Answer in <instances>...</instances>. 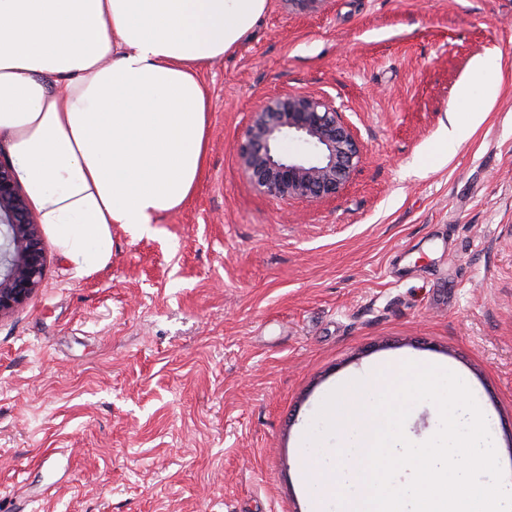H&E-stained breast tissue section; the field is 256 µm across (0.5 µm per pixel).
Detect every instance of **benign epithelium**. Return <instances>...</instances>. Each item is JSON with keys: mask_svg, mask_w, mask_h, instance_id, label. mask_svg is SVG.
<instances>
[{"mask_svg": "<svg viewBox=\"0 0 512 512\" xmlns=\"http://www.w3.org/2000/svg\"><path fill=\"white\" fill-rule=\"evenodd\" d=\"M296 140L302 151L282 149ZM238 164L261 192L314 201L336 195L362 162L363 152L335 102L306 92L267 98L251 113L236 144ZM45 235L33 217L11 163L0 160V318L40 287Z\"/></svg>", "mask_w": 512, "mask_h": 512, "instance_id": "7a95c632", "label": "benign epithelium"}]
</instances>
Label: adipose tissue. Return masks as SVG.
Returning a JSON list of instances; mask_svg holds the SVG:
<instances>
[{"instance_id":"ef3b65f1","label":"adipose tissue","mask_w":512,"mask_h":512,"mask_svg":"<svg viewBox=\"0 0 512 512\" xmlns=\"http://www.w3.org/2000/svg\"><path fill=\"white\" fill-rule=\"evenodd\" d=\"M267 0H0V148L57 250L88 275L112 227L140 233L194 194L201 71Z\"/></svg>"}]
</instances>
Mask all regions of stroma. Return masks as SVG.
Listing matches in <instances>:
<instances>
[{"instance_id": "35a3bbf8", "label": "stroma", "mask_w": 512, "mask_h": 512, "mask_svg": "<svg viewBox=\"0 0 512 512\" xmlns=\"http://www.w3.org/2000/svg\"><path fill=\"white\" fill-rule=\"evenodd\" d=\"M201 79L191 200L113 225L89 276L48 247L0 319V512H311L323 401L396 361L464 380L512 478V0H268ZM295 91L364 147L329 199L267 196L237 162L252 112Z\"/></svg>"}]
</instances>
